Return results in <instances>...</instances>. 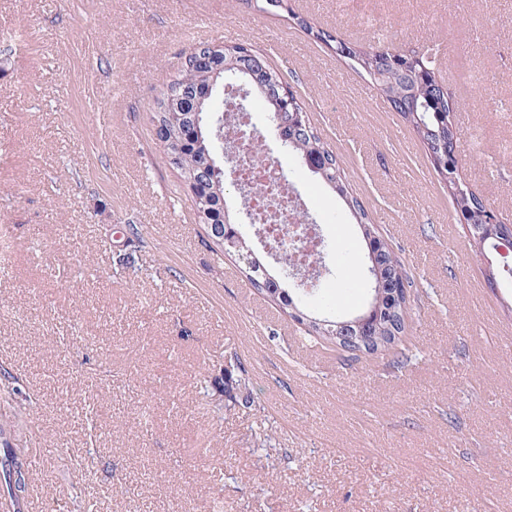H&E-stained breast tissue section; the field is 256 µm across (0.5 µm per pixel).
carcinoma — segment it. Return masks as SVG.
Here are the masks:
<instances>
[{
  "label": "carcinoma",
  "mask_w": 512,
  "mask_h": 512,
  "mask_svg": "<svg viewBox=\"0 0 512 512\" xmlns=\"http://www.w3.org/2000/svg\"><path fill=\"white\" fill-rule=\"evenodd\" d=\"M434 48L418 53H404L391 43H378L354 54L355 69L377 86L391 108L409 123L427 148L432 164L438 172L448 171V146L460 142L457 128L449 119L452 106L448 93L438 83L434 72ZM220 71V79L237 80L246 84L250 93L269 112L272 124L283 129L285 147L302 156L318 155L322 163L314 175L332 190L354 218L363 242L369 246L378 243L372 280L381 282L385 297L382 302L395 307L392 314L369 324L378 342L367 348L364 355L373 356L392 349L403 342L408 310L409 276L400 258L387 241L380 236L362 202L353 196L340 176L337 156L328 150L317 131L309 124L298 123L293 107L282 96L281 78L265 59L254 51L240 47L224 48L204 45L202 57L195 55L183 63L180 73L170 81L167 90L156 99L152 121L156 137L166 156L178 155L171 165L180 171L186 182L194 184L198 193L193 196L195 207L211 243L223 252L235 253L243 263V273L249 284L261 293L279 298L287 307L298 308L294 298L281 287L265 264L253 253L247 243L228 244L236 228L224 201V169L218 166L213 136V101L206 96L211 73ZM456 210L467 214L484 202L468 186L459 183L453 194ZM340 316L332 314L322 322L311 325L312 332L329 339L340 347L343 329L338 326ZM7 381L0 409V494L6 493L10 505L19 501L11 486V474L28 473L27 449L15 444L17 434L28 422L29 411L39 404L40 396L28 398V409L10 403L15 393L13 384L19 377L8 369H0ZM204 383L219 387L231 399H241L247 405L254 403L252 383L248 370L235 359L228 361L221 376L204 379Z\"/></svg>",
  "instance_id": "1"
}]
</instances>
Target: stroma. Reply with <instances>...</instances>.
<instances>
[{"label":"stroma","mask_w":512,"mask_h":512,"mask_svg":"<svg viewBox=\"0 0 512 512\" xmlns=\"http://www.w3.org/2000/svg\"><path fill=\"white\" fill-rule=\"evenodd\" d=\"M0 0V365L41 393L24 429L36 468L18 512H512V290L488 263L409 123L327 44H453L462 180L512 224V0ZM209 43L263 55L340 160L350 192L411 279L417 348L357 357L325 347L235 255L214 251L193 196L155 140L154 102ZM268 155L323 228L320 317L370 285L365 244L335 194L271 135ZM238 232L276 278L235 184ZM139 235L134 267L119 254ZM79 336L63 354L59 339ZM238 357L255 403L200 376ZM222 409H214V401ZM271 436L268 447L254 433Z\"/></svg>","instance_id":"stroma-1"}]
</instances>
